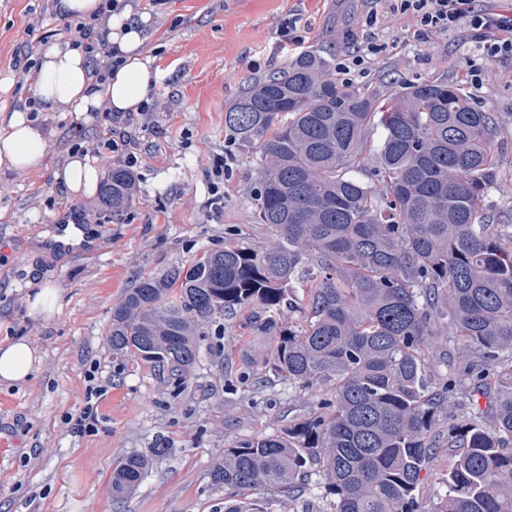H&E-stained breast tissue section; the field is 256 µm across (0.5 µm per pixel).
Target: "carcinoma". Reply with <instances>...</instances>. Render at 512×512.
I'll return each mask as SVG.
<instances>
[{
  "label": "carcinoma",
  "mask_w": 512,
  "mask_h": 512,
  "mask_svg": "<svg viewBox=\"0 0 512 512\" xmlns=\"http://www.w3.org/2000/svg\"><path fill=\"white\" fill-rule=\"evenodd\" d=\"M503 123L446 78L391 94L339 83L325 51L251 81L227 108L225 126L259 155L256 219L272 241L140 280L112 306V354L183 379L212 317L250 307L263 364L332 393L320 415L224 449L214 484L293 501L315 474L328 512H512V208L487 204ZM134 193L119 166L101 187L114 216ZM286 310L304 323L285 324ZM447 332L488 404L443 428L458 395L434 366ZM443 447L447 491L426 511L421 473ZM147 469L122 460L112 496H132Z\"/></svg>",
  "instance_id": "1"
}]
</instances>
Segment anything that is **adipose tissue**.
Here are the masks:
<instances>
[{
  "label": "adipose tissue",
  "instance_id": "1",
  "mask_svg": "<svg viewBox=\"0 0 512 512\" xmlns=\"http://www.w3.org/2000/svg\"><path fill=\"white\" fill-rule=\"evenodd\" d=\"M108 42L116 46L122 64L107 75L103 89H94L88 77L89 58L84 46L51 42L42 50L37 84L43 111L70 112L85 117L88 112L109 108L114 112H136L162 74L143 51L141 25L126 11L109 13L104 28ZM49 147L45 131L28 113L15 112L0 130V169L24 172L40 164ZM56 178L69 195L95 194L100 169L89 159L69 154ZM42 357L28 338L0 346V385L25 383L39 369Z\"/></svg>",
  "mask_w": 512,
  "mask_h": 512
}]
</instances>
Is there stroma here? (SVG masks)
<instances>
[{
    "label": "stroma",
    "mask_w": 512,
    "mask_h": 512,
    "mask_svg": "<svg viewBox=\"0 0 512 512\" xmlns=\"http://www.w3.org/2000/svg\"><path fill=\"white\" fill-rule=\"evenodd\" d=\"M150 37L144 50L162 71L142 111L124 113L136 130L122 152L100 154L107 113L89 119L36 112L34 82L19 83L15 57L36 58L64 39L66 17L56 0H0V126L11 113H37L50 134L43 161L25 174L0 172V345L26 336L42 364L24 385L0 388V512H224L229 492L212 482L213 463L233 443L264 436L320 411L318 393L279 380L264 365L242 368L238 353L254 344L251 309L216 315L201 357L178 379L152 364L112 354V306L144 277L163 276L204 250L231 244L264 246L270 230L255 219L250 177L254 149L235 142L224 110L259 78L295 57L278 32L288 18L305 31L304 50L336 55L385 44L352 76L353 85L388 91L435 78H467L475 60L465 34H415L408 20L382 14L363 24L371 0H125ZM479 84L467 90L484 108L505 116L497 190L506 206L512 189V60L483 62ZM94 156L102 171L137 158L136 194L120 218L88 224L93 245L35 250L33 239L56 233L76 200L56 179L69 153ZM230 171L215 176L217 159ZM59 292L58 312L30 318L26 297L38 284ZM97 419L75 432L71 416L90 387ZM148 457L137 492L112 496L121 459Z\"/></svg>",
    "instance_id": "obj_1"
}]
</instances>
